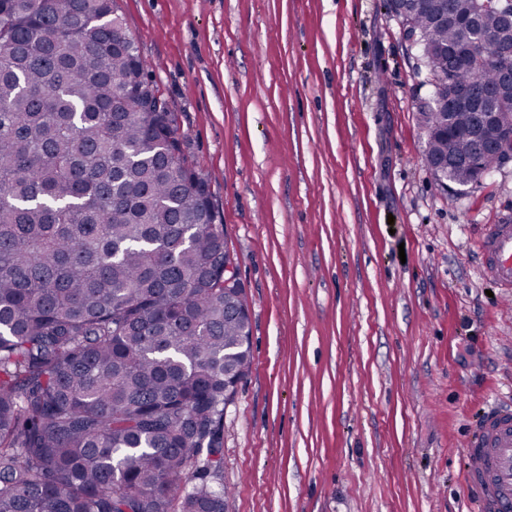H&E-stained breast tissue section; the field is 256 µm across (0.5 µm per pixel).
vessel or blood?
<instances>
[{
  "label": "vessel or blood",
  "mask_w": 512,
  "mask_h": 512,
  "mask_svg": "<svg viewBox=\"0 0 512 512\" xmlns=\"http://www.w3.org/2000/svg\"><path fill=\"white\" fill-rule=\"evenodd\" d=\"M479 240L482 274L512 292V224L482 225ZM464 453L481 512H512V404L485 413Z\"/></svg>",
  "instance_id": "1"
}]
</instances>
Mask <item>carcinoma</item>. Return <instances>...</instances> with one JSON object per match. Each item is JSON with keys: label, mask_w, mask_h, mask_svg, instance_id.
<instances>
[{"label": "carcinoma", "mask_w": 512, "mask_h": 512, "mask_svg": "<svg viewBox=\"0 0 512 512\" xmlns=\"http://www.w3.org/2000/svg\"><path fill=\"white\" fill-rule=\"evenodd\" d=\"M410 14L445 81L448 181L471 183L476 113L459 92L512 72V26ZM114 0H0V512H224V378L251 354L224 297L207 175L175 161L172 112ZM429 129L441 109L420 108Z\"/></svg>", "instance_id": "cac0c4a2"}]
</instances>
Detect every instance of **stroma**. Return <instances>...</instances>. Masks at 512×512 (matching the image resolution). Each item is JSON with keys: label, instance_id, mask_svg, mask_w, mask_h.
Wrapping results in <instances>:
<instances>
[{"label": "stroma", "instance_id": "1", "mask_svg": "<svg viewBox=\"0 0 512 512\" xmlns=\"http://www.w3.org/2000/svg\"><path fill=\"white\" fill-rule=\"evenodd\" d=\"M205 170L246 290L224 410L228 512H474L463 447L512 402V296L424 162L433 75L386 0H116Z\"/></svg>", "mask_w": 512, "mask_h": 512}]
</instances>
